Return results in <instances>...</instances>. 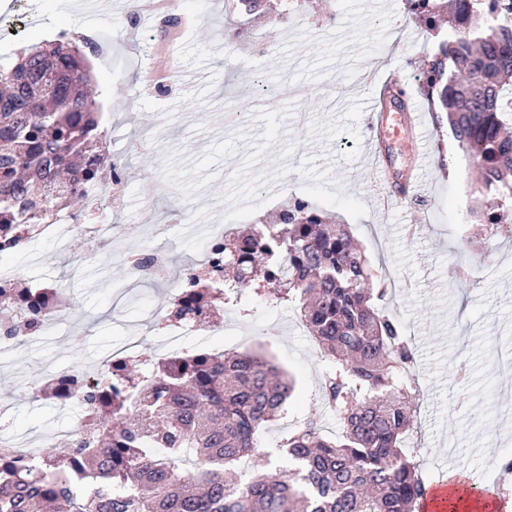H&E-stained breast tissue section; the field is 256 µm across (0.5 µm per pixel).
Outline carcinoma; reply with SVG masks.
<instances>
[{"mask_svg":"<svg viewBox=\"0 0 512 512\" xmlns=\"http://www.w3.org/2000/svg\"><path fill=\"white\" fill-rule=\"evenodd\" d=\"M263 0H239L266 23ZM436 38L423 71L457 146L477 162L467 247L512 235V0H408ZM500 17L489 26L490 15ZM86 50L60 39L0 60V249H16L57 210L77 219L84 189L106 168L125 170L102 145ZM372 272L346 224L289 198L278 222L224 235L210 268L189 266L165 320L244 309L250 293L294 305L326 361L323 402L343 425L323 434L311 412L280 447L292 465L272 472L267 426L287 411L293 383L258 353L197 351L145 370L127 363L73 385L88 418L39 469L0 458V512H416L426 484L402 443L414 403L405 382L413 353L377 302ZM69 308L61 289L0 283V336H38ZM253 458L247 478L237 471Z\"/></svg>","mask_w":512,"mask_h":512,"instance_id":"carcinoma-1","label":"carcinoma"}]
</instances>
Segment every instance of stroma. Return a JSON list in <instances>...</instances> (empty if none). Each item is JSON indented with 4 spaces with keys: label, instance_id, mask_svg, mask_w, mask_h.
Listing matches in <instances>:
<instances>
[{
    "label": "stroma",
    "instance_id": "obj_1",
    "mask_svg": "<svg viewBox=\"0 0 512 512\" xmlns=\"http://www.w3.org/2000/svg\"><path fill=\"white\" fill-rule=\"evenodd\" d=\"M271 4L272 23L255 27L225 0H174L181 35L165 54L160 48L167 43L166 31L158 21L141 23L138 41H130L129 0H6L0 8V57H14L20 48L74 28L94 39L108 36L110 57H92L90 68L110 150L127 161L123 191L102 215L114 226L111 255H100L89 244L58 255L42 237L21 251L0 254V265L11 267L19 283L61 285L70 302L65 331L0 353V400L12 405L5 425L32 438L75 426V416L56 405L14 397L20 380L46 365L59 371L95 370L129 336L141 338L143 354H153L163 336L149 316L165 308L185 265L203 247L209 224L222 221L226 207L219 196L241 162L237 156L224 159L217 166L218 179L191 203L180 192H168L161 176L164 154L180 150L196 157L242 127L262 133L264 125L255 114L267 109L266 97L245 102L238 96L239 82L258 72L268 87L288 79L307 90L298 104L306 123L286 121L258 170L273 171L287 143L296 146L289 159L294 168L306 155L318 156L319 167H326L321 154L329 152L338 157L334 175L343 191L367 207L358 220L336 207L331 214L336 223L349 225L371 269L390 288L385 310L400 323L414 363L424 372L419 383L424 399L413 412L405 443L408 455L424 476L438 474L444 464L473 484L489 481L512 457V237L492 239L478 251L465 249L476 230L468 209L478 170L454 141L446 113L432 111L420 93L419 67L432 53L433 39L409 18L406 0ZM161 64L177 75L172 93L164 95L142 81L144 71ZM374 70L405 87L412 105L426 115L430 163L421 204L384 209L383 186L366 156L342 161L354 146L371 145L366 122H358L356 140L346 134L329 141L309 139L311 119L338 122L352 99L372 97L366 75ZM381 147L392 173L413 167L416 146L410 129L390 128ZM302 185L294 172L261 189L264 205L248 219L223 221L225 229L272 222L285 198L303 197ZM147 221L167 229L169 277L160 285L132 288L125 258L154 247L155 241L128 234L127 227ZM460 255L468 276L456 288L448 280V267ZM246 307L243 313H225L226 343L272 358L294 382L290 409L295 416L320 413L325 433L340 434L336 416L321 403L326 364L299 327L294 307L253 297ZM461 365L468 379L458 389L454 383Z\"/></svg>",
    "mask_w": 512,
    "mask_h": 512
}]
</instances>
